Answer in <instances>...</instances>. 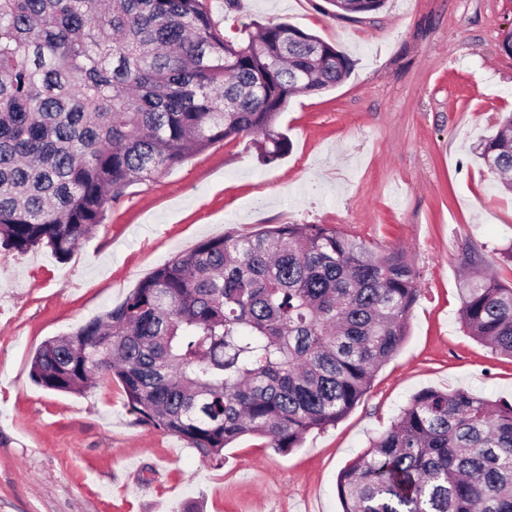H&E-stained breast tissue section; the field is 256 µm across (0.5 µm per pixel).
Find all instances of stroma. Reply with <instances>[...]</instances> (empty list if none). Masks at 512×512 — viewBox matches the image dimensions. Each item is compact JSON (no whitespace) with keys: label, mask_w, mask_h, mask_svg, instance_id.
I'll return each mask as SVG.
<instances>
[{"label":"stroma","mask_w":512,"mask_h":512,"mask_svg":"<svg viewBox=\"0 0 512 512\" xmlns=\"http://www.w3.org/2000/svg\"><path fill=\"white\" fill-rule=\"evenodd\" d=\"M216 31L285 22L343 52L342 83L297 95L272 165L226 139L128 186L67 261L0 248V512H341V469L427 388L512 402V357L460 322L468 247L512 285V195L479 158L512 112V0H386L339 17L329 0H203ZM279 224H326L402 250L420 296L397 354L335 425L288 454L246 435L221 463L139 423L114 379L84 394L43 389L31 358L124 301L201 242Z\"/></svg>","instance_id":"obj_1"}]
</instances>
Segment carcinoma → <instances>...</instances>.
<instances>
[{
	"label": "carcinoma",
	"instance_id": "cac0c4a2",
	"mask_svg": "<svg viewBox=\"0 0 512 512\" xmlns=\"http://www.w3.org/2000/svg\"><path fill=\"white\" fill-rule=\"evenodd\" d=\"M336 14L385 0H329ZM351 60L285 23L235 39L202 0H0V247L67 260L134 182L210 145L255 137L272 164L291 97L339 84ZM512 192V114L478 145ZM464 264L460 318L512 357V285ZM417 272L325 224L207 240L103 317L45 341L31 378L82 394L120 382L138 421L207 461L245 435L287 453L367 393L407 335ZM343 512H512V403L428 389L346 465Z\"/></svg>",
	"mask_w": 512,
	"mask_h": 512
}]
</instances>
